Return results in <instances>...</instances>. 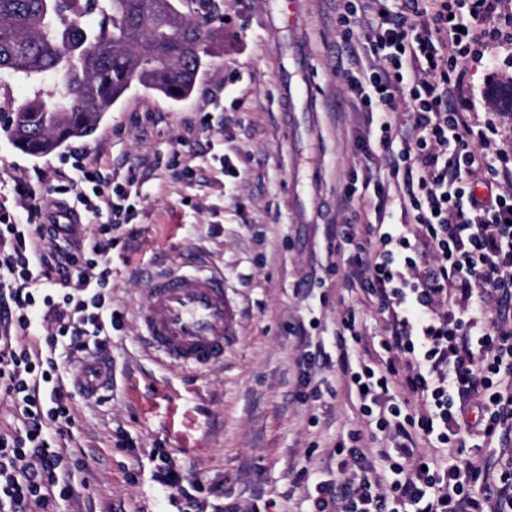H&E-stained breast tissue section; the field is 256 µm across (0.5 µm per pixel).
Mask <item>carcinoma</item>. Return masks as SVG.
Returning a JSON list of instances; mask_svg holds the SVG:
<instances>
[{"instance_id": "carcinoma-1", "label": "carcinoma", "mask_w": 512, "mask_h": 512, "mask_svg": "<svg viewBox=\"0 0 512 512\" xmlns=\"http://www.w3.org/2000/svg\"><path fill=\"white\" fill-rule=\"evenodd\" d=\"M211 34L178 0H0V73L31 87L6 132L42 156L89 136L135 83L184 100Z\"/></svg>"}]
</instances>
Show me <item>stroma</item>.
<instances>
[{
    "label": "stroma",
    "mask_w": 512,
    "mask_h": 512,
    "mask_svg": "<svg viewBox=\"0 0 512 512\" xmlns=\"http://www.w3.org/2000/svg\"><path fill=\"white\" fill-rule=\"evenodd\" d=\"M278 7L189 0V14L209 13L215 23L208 64L184 101L131 89L90 136L40 157L0 131V177H31L42 205H52L71 170L69 148L139 180L140 234L112 252V306L124 315L109 344L112 389L90 398L77 368L64 376L75 420L73 494L56 500L54 512H170L152 479L160 450L183 484L201 485L206 512H310L315 482L353 475L331 455L342 432L365 425L339 377L334 336L350 308L369 344L384 336L387 320L344 274L331 273L333 231L350 176L366 181L389 161L363 150L370 116L354 108L336 69L335 0H297L292 25L268 26ZM468 74L472 122L496 113L495 146L512 152V68ZM285 80L302 92L283 110ZM176 144L195 170L191 182L173 177ZM224 159L235 172L223 171ZM189 255L223 271L234 309L223 364L201 373L150 354L134 317L145 300L141 274ZM306 352L316 358L299 367ZM305 379L326 397L300 403ZM304 468L311 481L297 480Z\"/></svg>",
    "instance_id": "obj_1"
}]
</instances>
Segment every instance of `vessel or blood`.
<instances>
[{
    "instance_id": "obj_1",
    "label": "vessel or blood",
    "mask_w": 512,
    "mask_h": 512,
    "mask_svg": "<svg viewBox=\"0 0 512 512\" xmlns=\"http://www.w3.org/2000/svg\"><path fill=\"white\" fill-rule=\"evenodd\" d=\"M147 300L136 310L141 341L162 361L198 372L224 361V340L233 310L224 277L201 266L175 261L146 281ZM89 395L104 390L109 367L99 361L80 370Z\"/></svg>"
}]
</instances>
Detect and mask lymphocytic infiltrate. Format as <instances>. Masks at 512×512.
I'll return each instance as SVG.
<instances>
[{"label":"lymphocytic infiltrate","mask_w":512,"mask_h":512,"mask_svg":"<svg viewBox=\"0 0 512 512\" xmlns=\"http://www.w3.org/2000/svg\"><path fill=\"white\" fill-rule=\"evenodd\" d=\"M342 41L369 62L351 82L360 110L377 113L372 130L393 152L379 200H393L396 224H375L354 209L358 188H342L349 218L336 227V250L363 294L389 317L384 359L351 365L362 334L355 311L336 329L337 365L359 411L391 436L393 450H373L361 430L334 446L359 472L344 483L317 482L312 512H512V332L487 319L493 304L512 302V192L480 195L512 170V154L490 153L494 122L473 129L461 116L459 76L469 62L494 70L512 65V16L494 0H336ZM412 124L395 118L399 105ZM73 177L55 188V213L27 202L0 204V399H9L21 429L0 432V512H46L67 497L74 419L57 358L88 354L108 361L122 314L112 307V251L136 237V175L104 176L83 151L71 154ZM406 175L403 193L389 183ZM105 215L92 246L74 229L82 213ZM471 295L466 308L439 311L449 285ZM53 322L42 347L24 337L37 318ZM424 436L447 461L415 455ZM502 446L479 459L485 443ZM154 480L177 498L178 512H203L181 483L170 456Z\"/></svg>","instance_id":"1"}]
</instances>
